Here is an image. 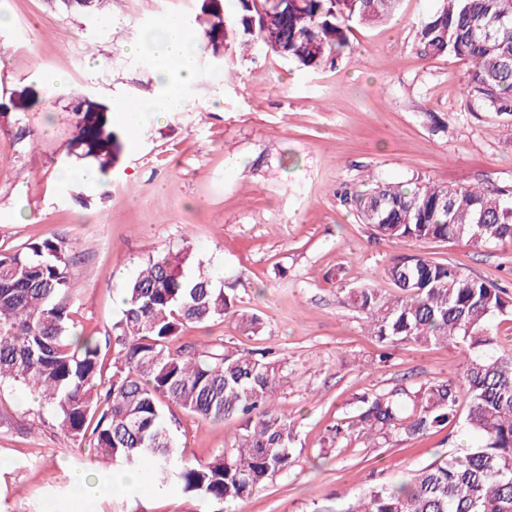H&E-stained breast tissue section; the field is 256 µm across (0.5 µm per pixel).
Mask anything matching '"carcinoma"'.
<instances>
[{
	"label": "carcinoma",
	"mask_w": 512,
	"mask_h": 512,
	"mask_svg": "<svg viewBox=\"0 0 512 512\" xmlns=\"http://www.w3.org/2000/svg\"><path fill=\"white\" fill-rule=\"evenodd\" d=\"M209 17L205 49L222 60L231 45L258 41L266 51L316 69L340 58L350 23L374 25L399 0H200ZM104 0H52L67 13L101 10ZM429 56L468 59L465 87L474 104L512 121V0H439L417 31ZM66 159L85 160L102 176L118 161L120 135L105 112L78 118ZM341 195L344 205L387 241L477 246L512 241V188L369 180ZM198 273L187 274L190 267ZM72 244L45 239L0 252V382L37 394L61 430L103 462L146 466L153 488L222 504L244 501L295 463L293 422L273 395L284 361L264 352L223 346L174 349L190 326L236 317V296L203 270L188 251L158 253L124 288L117 334L100 340L77 329L68 303ZM391 289L365 284L348 300L370 323L384 349L452 344L466 352L463 372L358 398L348 430L414 439L462 422L475 437L465 455L448 454L392 488L371 489L352 512H512V351L499 352L495 319H512V296L448 260L421 252L393 258L384 271ZM177 407L204 420L237 422L234 447L192 464L175 446Z\"/></svg>",
	"instance_id": "carcinoma-1"
}]
</instances>
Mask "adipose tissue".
<instances>
[{
    "mask_svg": "<svg viewBox=\"0 0 512 512\" xmlns=\"http://www.w3.org/2000/svg\"><path fill=\"white\" fill-rule=\"evenodd\" d=\"M148 42L157 48L152 59L157 89L132 106L128 119L135 125L184 108L183 87L197 75L199 46L192 19L180 13L168 15L150 31Z\"/></svg>",
    "mask_w": 512,
    "mask_h": 512,
    "instance_id": "obj_1",
    "label": "adipose tissue"
}]
</instances>
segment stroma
I'll list each match as a JSON object with an SVG mask.
<instances>
[{
	"label": "stroma",
	"instance_id": "35a3bbf8",
	"mask_svg": "<svg viewBox=\"0 0 512 512\" xmlns=\"http://www.w3.org/2000/svg\"><path fill=\"white\" fill-rule=\"evenodd\" d=\"M437 6L401 0L388 21L351 26L344 56L317 70L255 44L233 50L219 73L200 52L186 107L138 126V149L123 150L95 191L65 176L73 104L51 96L53 76L67 74L89 108L124 126L131 104L155 90L151 57L127 46L144 44L166 15H192L199 34L206 18L196 0H112L103 14L0 0L12 20L0 28V251L69 240L73 315L104 337L121 316L117 295L148 256L191 249L260 326L216 319L187 328L175 347L265 349L287 362L275 406L295 425L297 461L224 512H345L367 490L404 483L475 441L460 424L416 440L330 436L357 396L452 376L462 362L444 344L402 345L380 359L349 289L386 287L391 258L420 251L512 291V243L381 241L339 197L370 177L512 185V127L464 104L472 63L419 50L416 32ZM174 433L187 459L203 462L231 447L236 424L182 413ZM89 466L106 488L96 512H215L147 482L109 492L112 471L91 448L66 438L23 386L0 384V512H30L36 500L67 512L66 474Z\"/></svg>",
	"mask_w": 512,
	"mask_h": 512
}]
</instances>
